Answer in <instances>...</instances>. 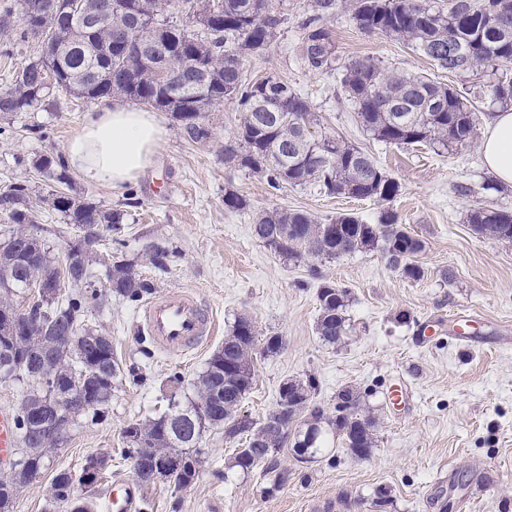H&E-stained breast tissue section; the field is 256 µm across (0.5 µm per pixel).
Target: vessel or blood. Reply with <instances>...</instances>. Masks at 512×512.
Returning <instances> with one entry per match:
<instances>
[{
    "instance_id": "1",
    "label": "vessel or blood",
    "mask_w": 512,
    "mask_h": 512,
    "mask_svg": "<svg viewBox=\"0 0 512 512\" xmlns=\"http://www.w3.org/2000/svg\"><path fill=\"white\" fill-rule=\"evenodd\" d=\"M144 328L161 350L183 354L213 336V316L189 292L176 290L149 303Z\"/></svg>"
}]
</instances>
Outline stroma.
<instances>
[{"label": "stroma", "instance_id": "stroma-1", "mask_svg": "<svg viewBox=\"0 0 512 512\" xmlns=\"http://www.w3.org/2000/svg\"><path fill=\"white\" fill-rule=\"evenodd\" d=\"M310 4L270 0L284 23L269 48L247 59L243 77L253 82L274 73L288 81L307 97L322 130L367 150L398 180L401 191L387 208L424 241L416 258L423 278L406 279L376 250L297 265L275 256L252 233L258 211L286 207L322 220L353 213L374 224L384 207L310 188L275 189L264 178L225 165L220 150L236 132V102L211 112L212 136L205 143L187 141L171 114L161 113L166 134L145 177L120 195L78 177L71 186L106 208L128 210L120 230L105 232L103 249L132 258L154 243L168 247L166 270L145 263L140 274L153 281L158 295L193 293L212 313L216 332L197 351L177 356L160 350L143 330L144 307L112 298L89 308L88 326L111 337L121 369L138 368L141 377H123L104 416L74 429L18 496L13 512H49L55 473L79 471L86 456L97 452L111 456L97 489L96 512H105L112 487L134 480L130 463L120 457L124 428L166 410L169 377L192 382L241 314L252 318L260 337L277 333L285 342L277 355L256 357V382L242 414L262 421L284 379L311 378L313 405L331 417L337 393L350 387L377 420L376 448L362 460L339 450L302 465L292 446H285L277 461L290 477L272 492L261 470L231 468L238 443L214 429L202 440L198 478L182 489H142L139 512H376L373 499L380 489L393 500L388 512H442L447 502L452 512H512V243L478 237L466 222L467 212L483 202L512 210V187L487 189L491 176L478 148L438 155L369 138L336 75L310 71L300 56V26ZM329 24L342 61L371 57L391 70L462 84L435 73L401 41L362 33L345 11ZM101 108L98 102L52 97L35 111L0 121V187L25 180L33 193H46L33 160L62 152L85 114ZM228 189L246 199V210L225 209ZM315 268L350 292L352 330L338 346L322 343L315 332ZM463 320L469 323L466 342L456 337ZM397 385L404 386V398H391Z\"/></svg>", "mask_w": 512, "mask_h": 512}]
</instances>
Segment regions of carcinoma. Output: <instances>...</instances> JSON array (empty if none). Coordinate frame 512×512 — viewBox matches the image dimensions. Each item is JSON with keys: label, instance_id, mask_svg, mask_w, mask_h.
I'll return each mask as SVG.
<instances>
[{"label": "carcinoma", "instance_id": "carcinoma-1", "mask_svg": "<svg viewBox=\"0 0 512 512\" xmlns=\"http://www.w3.org/2000/svg\"><path fill=\"white\" fill-rule=\"evenodd\" d=\"M112 2V13L95 29L83 20L88 8ZM30 0H20V13L27 17L18 30L27 42L38 35L57 39L56 55L34 52L0 90V117L29 112L42 105L55 91L95 103L121 97L171 113L185 136L194 143L206 142L211 131L208 112L226 100L241 108L234 139L224 145V163L249 170L273 188L283 185H313L328 196H346L377 203L392 201L400 183L367 151L343 137L315 134L320 119L309 101L293 85L276 75L263 84L243 80L247 56L265 50L277 37L284 18L267 10L260 15L257 0H35L39 8L27 12ZM312 15L301 23L300 53L307 67L317 72H337L344 95L361 129L372 139L396 146H425L436 153L470 148L478 137L480 115L476 104L512 106V0H312ZM349 13L354 25L366 34L393 37L429 60L434 70L468 79L459 90L428 76L407 70H388L380 61L361 58L337 65L336 42L326 20L338 10ZM193 14L191 23L176 25L171 15ZM148 25L149 36L165 52L141 53L128 49L121 32L137 22ZM52 70L54 83L46 82ZM172 77L163 84L157 71ZM46 181L69 184L62 155L46 154L33 161ZM0 207L11 211L19 228L0 235V301L29 289L37 276L48 283H65L73 276L80 285L47 303L33 293L30 314L42 319L45 330L18 333L0 321V380L23 381L43 369L57 382L81 366L90 388L87 404L75 418L94 422L105 413L112 392L123 377L114 356L112 339L84 324L91 306L110 297L131 306L146 302L156 293L152 281L135 269L125 256L112 261V288H103L95 271L96 261L74 244L71 265L56 264L48 242L34 232L42 211L59 213L76 230L88 224H106L119 229L126 213L106 209L79 194L52 189L37 195L24 182H12L0 191ZM467 223L480 237L512 242V211L480 204L467 214ZM255 236L281 259L300 263L306 259H339L356 252L379 250L393 268L411 280L423 277L413 257L425 249L424 242L398 223L397 215L385 210L376 224L352 213L321 222L303 210L273 208L253 217ZM317 288L316 334L331 346L344 342L350 332L347 318L349 291L311 268ZM76 324L81 332L95 336V343L68 347L54 343L51 327L58 322ZM258 332L246 315L237 316L202 372L192 382L193 396L181 403L173 400L166 411L123 431L126 448L122 457L138 455L150 462L154 455L176 458L173 485L185 488L197 479L202 464L201 442L206 432L224 429V438L244 439V448L234 449L230 465L244 473L257 468L273 475L267 491L288 482V472L277 468V454L286 440L276 436L281 422L296 419L299 436L294 452L313 460L324 452L327 433L339 440L353 459L370 456L377 441V421L363 406L361 395L345 388L337 394L336 416L329 419L311 406L314 381L288 380L280 385L279 400L262 423L239 413V406L255 382L251 344ZM18 438L29 436L28 469L36 475L45 468L50 449L36 437L33 418L15 419ZM18 476L11 483L0 480V512H11L23 491ZM94 488L83 490L89 509L74 501L71 472L63 470L51 483L53 503L64 512H92Z\"/></svg>", "mask_w": 512, "mask_h": 512}]
</instances>
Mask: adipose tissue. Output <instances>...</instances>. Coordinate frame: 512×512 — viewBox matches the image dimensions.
<instances>
[{
  "label": "adipose tissue",
  "instance_id": "adipose-tissue-1",
  "mask_svg": "<svg viewBox=\"0 0 512 512\" xmlns=\"http://www.w3.org/2000/svg\"><path fill=\"white\" fill-rule=\"evenodd\" d=\"M163 135L155 113L118 104L85 116L64 149V162L84 179L119 194L152 166ZM480 153L491 175L512 186V108L495 112Z\"/></svg>",
  "mask_w": 512,
  "mask_h": 512
}]
</instances>
